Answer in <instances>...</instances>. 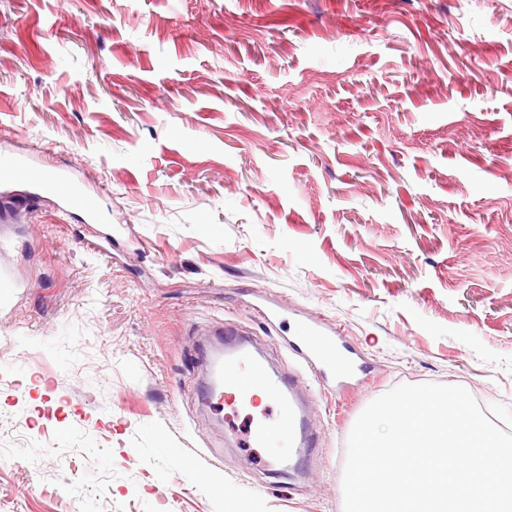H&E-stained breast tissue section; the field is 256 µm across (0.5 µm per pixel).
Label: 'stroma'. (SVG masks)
<instances>
[{
    "label": "stroma",
    "instance_id": "stroma-1",
    "mask_svg": "<svg viewBox=\"0 0 512 512\" xmlns=\"http://www.w3.org/2000/svg\"><path fill=\"white\" fill-rule=\"evenodd\" d=\"M94 196L0 223V512H343L348 436L400 384L512 427V0H0V139ZM282 300L284 321L254 313ZM371 373L268 467L192 354L297 315Z\"/></svg>",
    "mask_w": 512,
    "mask_h": 512
}]
</instances>
